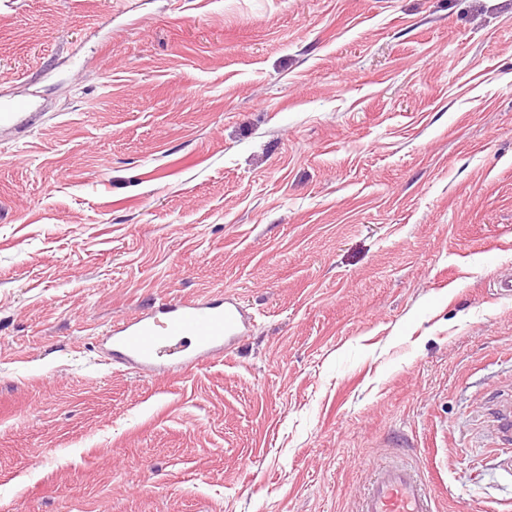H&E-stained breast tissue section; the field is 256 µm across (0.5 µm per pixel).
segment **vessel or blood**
Listing matches in <instances>:
<instances>
[{"instance_id":"obj_1","label":"vessel or blood","mask_w":512,"mask_h":512,"mask_svg":"<svg viewBox=\"0 0 512 512\" xmlns=\"http://www.w3.org/2000/svg\"><path fill=\"white\" fill-rule=\"evenodd\" d=\"M31 107L24 99L0 103V125L16 124ZM248 325L243 307L235 300H176L113 324L105 343L114 363L155 373L164 369L165 357L173 356L189 371L207 356L231 348ZM361 512H433V508L420 473L406 463L392 462L378 471Z\"/></svg>"}]
</instances>
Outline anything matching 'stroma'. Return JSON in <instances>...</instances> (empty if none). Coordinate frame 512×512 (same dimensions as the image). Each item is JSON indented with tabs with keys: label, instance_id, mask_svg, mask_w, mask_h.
<instances>
[{
	"label": "stroma",
	"instance_id": "1",
	"mask_svg": "<svg viewBox=\"0 0 512 512\" xmlns=\"http://www.w3.org/2000/svg\"><path fill=\"white\" fill-rule=\"evenodd\" d=\"M0 512H512V0H0ZM232 297L148 377L112 322ZM32 104L24 99H10L8 103H0V125H14L22 117L30 114ZM361 512H433L426 482L411 465L391 462L370 484Z\"/></svg>",
	"mask_w": 512,
	"mask_h": 512
}]
</instances>
